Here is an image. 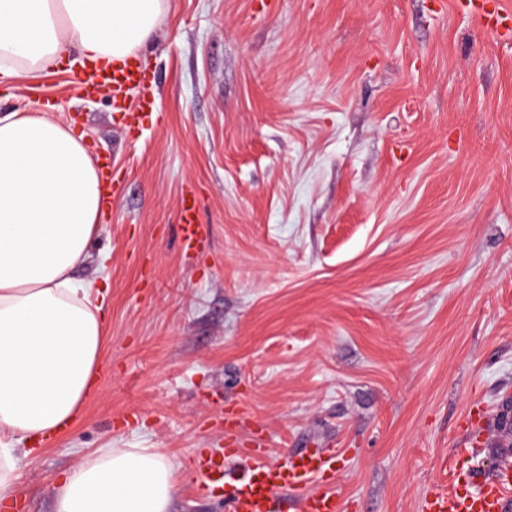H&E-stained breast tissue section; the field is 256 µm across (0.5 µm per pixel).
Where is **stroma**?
<instances>
[{"label":"stroma","instance_id":"stroma-1","mask_svg":"<svg viewBox=\"0 0 512 512\" xmlns=\"http://www.w3.org/2000/svg\"><path fill=\"white\" fill-rule=\"evenodd\" d=\"M140 62L161 121L132 132L76 71L0 84L1 109L55 103L115 180L73 273L106 293L96 391L16 446L0 512H53L101 448L159 449L169 512H224L193 458L238 405L272 458L341 451L346 512H421L469 416L472 465H512V38L439 0H169ZM178 220L182 229L185 251L199 250L205 242L207 230L205 225L200 223L197 201L191 191H187L182 196Z\"/></svg>","mask_w":512,"mask_h":512}]
</instances>
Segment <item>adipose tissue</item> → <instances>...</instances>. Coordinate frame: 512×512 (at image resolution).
Listing matches in <instances>:
<instances>
[{
  "instance_id": "adipose-tissue-1",
  "label": "adipose tissue",
  "mask_w": 512,
  "mask_h": 512,
  "mask_svg": "<svg viewBox=\"0 0 512 512\" xmlns=\"http://www.w3.org/2000/svg\"><path fill=\"white\" fill-rule=\"evenodd\" d=\"M168 0H0V82L60 61L112 65L151 40ZM84 135L48 110L0 112V499L14 446L76 420L96 388L104 299L77 285L102 217ZM174 466L150 448H105L57 482L54 512H168Z\"/></svg>"
}]
</instances>
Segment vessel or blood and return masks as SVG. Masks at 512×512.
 Segmentation results:
<instances>
[{
  "mask_svg": "<svg viewBox=\"0 0 512 512\" xmlns=\"http://www.w3.org/2000/svg\"><path fill=\"white\" fill-rule=\"evenodd\" d=\"M465 6L487 26L512 29V14L501 0H466ZM77 88L87 94L110 90L113 110L130 127L143 125L156 107L146 71L127 63L98 70L80 80ZM178 220L185 250L200 249L207 230L199 220L192 193L183 195ZM224 445V453L197 455L193 465L198 492L204 496L223 492L225 512H280L283 493L289 495L296 512H342L343 503L335 490L334 450L318 448L272 460L261 436L245 445L228 433ZM228 456L245 460L243 478L229 480L224 465ZM422 512H512V469L506 467L485 478L466 473L450 482L438 481L426 493Z\"/></svg>",
  "mask_w": 512,
  "mask_h": 512,
  "instance_id": "1",
  "label": "vessel or blood"
}]
</instances>
